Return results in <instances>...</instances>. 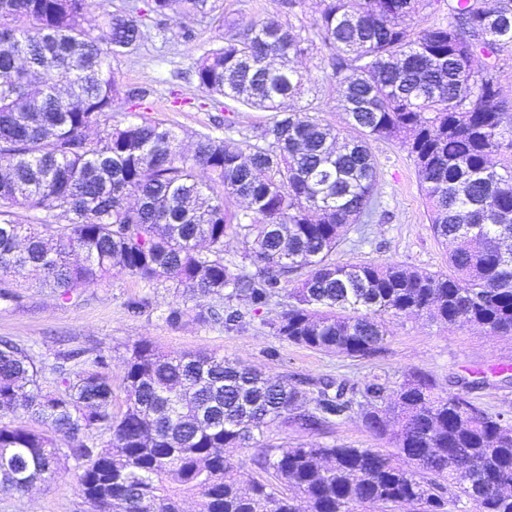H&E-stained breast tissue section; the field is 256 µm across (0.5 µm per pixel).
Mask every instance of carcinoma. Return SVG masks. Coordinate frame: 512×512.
<instances>
[{"label":"carcinoma","instance_id":"1","mask_svg":"<svg viewBox=\"0 0 512 512\" xmlns=\"http://www.w3.org/2000/svg\"><path fill=\"white\" fill-rule=\"evenodd\" d=\"M175 1L183 39L201 23L221 32L192 70L213 106L270 113L236 150L204 132L185 153L172 126L141 113L112 124L119 100L148 94L121 86L114 64L168 27ZM439 3L321 0L305 33L239 23L216 0H119L99 39L79 22L94 0H0V296L18 300L29 279L67 300L114 273L168 281L226 300L199 321L234 330L280 305L266 321L275 335L351 358L382 350L388 317L512 335V158L491 163L512 151L497 81L512 0H448L444 24L399 23ZM318 43L358 137L298 105L310 79L294 60ZM377 140L413 159L450 272L336 263L351 229L377 214ZM54 212L65 221L44 219ZM228 236L244 244L238 262L224 259ZM56 360L46 389L36 357L0 339L1 494L60 478L65 456L92 512H185L190 496L200 512H512V418L437 393L427 373L395 390L381 374L318 379L308 393L217 352L140 341L115 413L104 355ZM353 418L392 433L396 452L264 440L279 423L320 433ZM227 448L251 450V467Z\"/></svg>","mask_w":512,"mask_h":512}]
</instances>
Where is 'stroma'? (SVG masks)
I'll return each mask as SVG.
<instances>
[{
	"instance_id": "1",
	"label": "stroma",
	"mask_w": 512,
	"mask_h": 512,
	"mask_svg": "<svg viewBox=\"0 0 512 512\" xmlns=\"http://www.w3.org/2000/svg\"><path fill=\"white\" fill-rule=\"evenodd\" d=\"M219 37L217 30L199 27L193 40H184L174 16L166 34L149 30L140 51L123 58L116 69L122 84L150 88L142 110L171 124L187 151L193 149L197 134L214 129L226 112L234 113L238 126L224 135L230 145L239 142L240 131L253 130L266 120L265 112L232 101L222 109L206 105L207 95L190 70L202 48ZM296 66L312 79L308 98L321 118L342 126L326 54L314 49ZM372 151L378 163L380 212L374 223L365 226L360 242L337 247L336 261H393L418 272L447 271L448 249L431 230L412 160L387 141L373 143ZM20 293L17 302L0 299V338H11L42 358L47 386L57 378L55 353L80 348L104 355L112 385L120 387L127 358L135 343L144 340L165 352L216 351L274 377L359 381L378 373L395 388L408 373L423 371L432 375L439 393L465 394L489 412L512 414V336L493 335L476 326L448 325L425 317L393 320L377 355L352 359L290 343L257 318L230 331L189 318L169 324L165 320L169 308L183 297L181 289L168 282L147 287L117 273L108 282L85 286L68 301L33 281L23 283ZM141 299L147 302L142 313L129 312V302ZM269 436L291 445L336 442L351 448L393 449L389 437L373 435L358 419L317 435L274 426ZM61 467L65 474L58 481L25 496H0V512H89L72 462H62Z\"/></svg>"
}]
</instances>
